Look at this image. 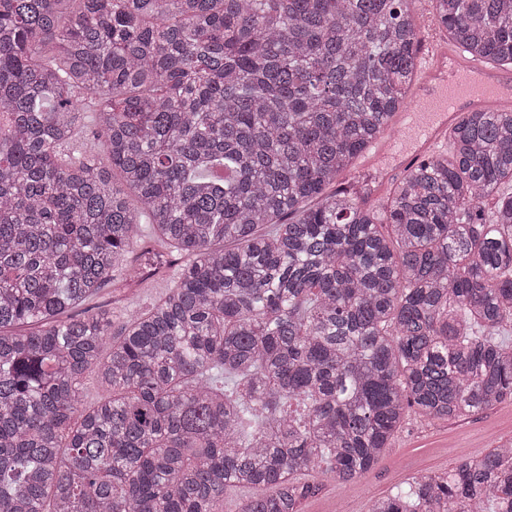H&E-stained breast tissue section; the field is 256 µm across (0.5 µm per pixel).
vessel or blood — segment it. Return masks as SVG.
Segmentation results:
<instances>
[{"mask_svg": "<svg viewBox=\"0 0 512 512\" xmlns=\"http://www.w3.org/2000/svg\"><path fill=\"white\" fill-rule=\"evenodd\" d=\"M420 82L417 107L400 112L397 128L408 138L385 136L376 147L372 163L383 159L407 171L424 157L438 155L447 145L446 130L455 117L472 109L488 112L512 104V73L468 59L461 46L444 49L423 46L417 56Z\"/></svg>", "mask_w": 512, "mask_h": 512, "instance_id": "vessel-or-blood-1", "label": "vessel or blood"}]
</instances>
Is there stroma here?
I'll list each match as a JSON object with an SVG mask.
<instances>
[{"label": "stroma", "instance_id": "stroma-1", "mask_svg": "<svg viewBox=\"0 0 512 512\" xmlns=\"http://www.w3.org/2000/svg\"><path fill=\"white\" fill-rule=\"evenodd\" d=\"M180 265L130 288L119 287L124 271L114 273L115 285L102 288L96 304L120 327L131 314L151 307L180 276ZM512 442V401L485 413L459 420L413 421L398 432L378 462L360 479L341 485L328 475L315 474L316 490L302 503V512H336L344 503L347 512H369L375 498L397 491L411 475L451 470L461 459L482 454L491 446Z\"/></svg>", "mask_w": 512, "mask_h": 512}]
</instances>
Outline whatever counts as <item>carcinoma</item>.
<instances>
[{
  "label": "carcinoma",
  "mask_w": 512,
  "mask_h": 512,
  "mask_svg": "<svg viewBox=\"0 0 512 512\" xmlns=\"http://www.w3.org/2000/svg\"><path fill=\"white\" fill-rule=\"evenodd\" d=\"M433 2L512 65V0ZM417 51L407 0H0V512H300L512 400V110L381 211L336 186ZM158 242L180 277L107 348L89 302ZM405 484L370 512H512V446Z\"/></svg>",
  "instance_id": "carcinoma-1"
}]
</instances>
